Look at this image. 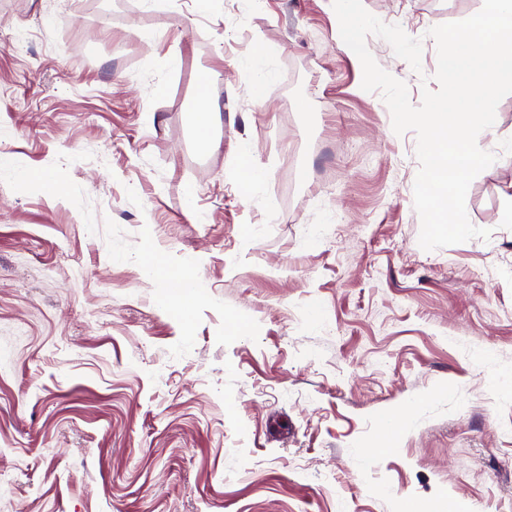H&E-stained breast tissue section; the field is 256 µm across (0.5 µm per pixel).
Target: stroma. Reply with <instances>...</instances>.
<instances>
[{
	"instance_id": "obj_1",
	"label": "stroma",
	"mask_w": 512,
	"mask_h": 512,
	"mask_svg": "<svg viewBox=\"0 0 512 512\" xmlns=\"http://www.w3.org/2000/svg\"><path fill=\"white\" fill-rule=\"evenodd\" d=\"M363 4L421 39L366 40L417 106L483 0ZM361 81L331 0H0V156L69 190L0 181V512H512V158L489 239L423 250L417 135ZM188 255L180 315L144 269ZM214 105L210 98L205 93H200L198 96L193 112L191 113V120L194 128L199 136V144L203 150L209 151L216 149L220 143L215 141L207 134V130L214 116Z\"/></svg>"
}]
</instances>
